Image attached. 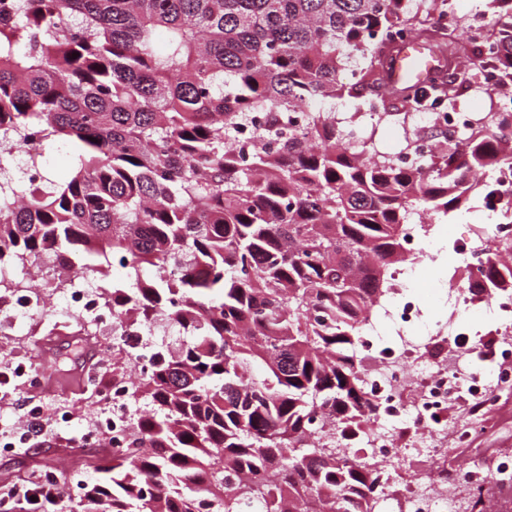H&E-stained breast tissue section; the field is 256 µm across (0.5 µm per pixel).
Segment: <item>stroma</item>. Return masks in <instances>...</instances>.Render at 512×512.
I'll return each mask as SVG.
<instances>
[{
	"label": "stroma",
	"instance_id": "1",
	"mask_svg": "<svg viewBox=\"0 0 512 512\" xmlns=\"http://www.w3.org/2000/svg\"><path fill=\"white\" fill-rule=\"evenodd\" d=\"M487 221L475 198L466 209L435 217L432 256L418 266L415 278L407 285L422 304L423 323L448 322L453 312L448 287L465 272L462 264L452 259L455 241L471 234L473 225ZM27 279L38 285L48 311L20 315L13 304L16 289L0 288V372L11 375L8 384L0 383V437L22 431L34 408L42 413L44 433L21 448L0 444V492L48 465L65 481L69 496L77 498L83 487L97 478L80 465L90 452L82 440L106 408L103 394L111 384L112 370L103 366L98 353L101 344L112 343V331L92 318L72 315L66 308V289L52 287L50 281L41 278L38 268H29ZM61 338L67 348L91 353L93 361L87 372H78L74 359L55 365L45 355L44 344ZM33 363L38 366L39 384L31 388L25 377L14 376L13 371Z\"/></svg>",
	"mask_w": 512,
	"mask_h": 512
}]
</instances>
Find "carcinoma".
Listing matches in <instances>:
<instances>
[{
	"mask_svg": "<svg viewBox=\"0 0 512 512\" xmlns=\"http://www.w3.org/2000/svg\"><path fill=\"white\" fill-rule=\"evenodd\" d=\"M487 2V55L443 23L449 0L0 4V131L74 147L65 180L0 178V266L52 253L65 288L116 264L106 304L186 337L140 370L112 351L153 409L84 460L99 481L69 512H371L370 472L334 451L368 420L360 324L410 218L462 209L512 162V0ZM396 27L447 60L444 82L387 86ZM489 72L491 110L414 167L368 145L364 113L313 108L384 86L375 116L407 130ZM254 112L263 132L237 151ZM507 256L494 246L472 287L512 289Z\"/></svg>",
	"mask_w": 512,
	"mask_h": 512,
	"instance_id": "carcinoma-1",
	"label": "carcinoma"
}]
</instances>
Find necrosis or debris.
<instances>
[{"label": "necrosis or debris", "mask_w": 512, "mask_h": 512, "mask_svg": "<svg viewBox=\"0 0 512 512\" xmlns=\"http://www.w3.org/2000/svg\"><path fill=\"white\" fill-rule=\"evenodd\" d=\"M431 227L408 230V264L394 271L397 286L413 279L417 266L431 256ZM512 240V223L486 225L482 235L455 243L462 264L477 272L493 243ZM455 318L424 334H397L386 339L378 319L365 321L358 351L368 359L366 396L373 412L360 433L336 441L338 456L356 458L373 480L374 512H460L462 498L485 497L488 488L512 495V452L497 455L493 468L472 460L451 466L450 445L480 435L499 406L502 390L512 388V339L501 342V355L490 375L471 372L475 349L458 313L485 307L502 321L512 320V292H496L477 302L464 288L448 293ZM421 468L404 479L408 460Z\"/></svg>", "instance_id": "4bbe7bcc"}]
</instances>
